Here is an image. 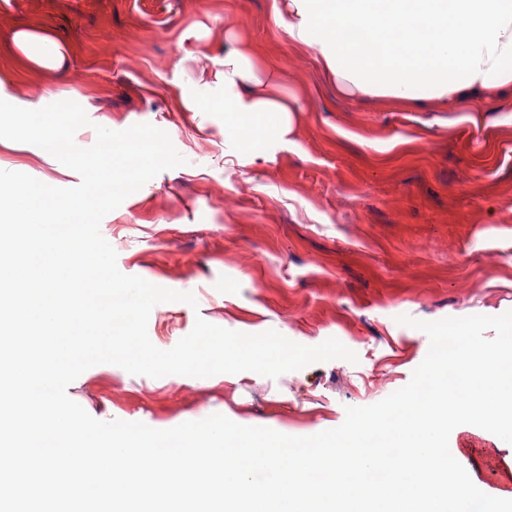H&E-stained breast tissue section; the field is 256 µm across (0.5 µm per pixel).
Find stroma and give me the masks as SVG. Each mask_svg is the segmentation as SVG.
Returning <instances> with one entry per match:
<instances>
[{"label":"stroma","mask_w":512,"mask_h":512,"mask_svg":"<svg viewBox=\"0 0 512 512\" xmlns=\"http://www.w3.org/2000/svg\"><path fill=\"white\" fill-rule=\"evenodd\" d=\"M287 24L286 0H0V99L80 104L91 121L75 136L83 148L94 125L149 123L186 160L100 224L123 274L197 300L152 309L156 347L172 348L200 318L304 346L335 338L358 356L275 379L151 378L101 364L67 388L98 420L165 430L219 413L311 436L409 382L429 338L398 316L512 310V88L466 111L348 97L314 50L289 41ZM19 31L59 44L56 65L28 60ZM235 40L296 96L275 150L237 148L224 126L216 75ZM0 169L54 187L80 182L43 149L7 139ZM472 434L462 451L472 482L512 499V446Z\"/></svg>","instance_id":"1"}]
</instances>
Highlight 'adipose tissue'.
<instances>
[{
    "label": "adipose tissue",
    "instance_id": "ef3b65f1",
    "mask_svg": "<svg viewBox=\"0 0 512 512\" xmlns=\"http://www.w3.org/2000/svg\"><path fill=\"white\" fill-rule=\"evenodd\" d=\"M421 22L433 35L425 56L413 53ZM381 29L397 30L398 41L363 56L360 42ZM287 32L317 48L351 97L466 106L512 86V0H289ZM224 110L238 140L263 134L271 150L291 107L277 76L258 75L254 59L232 45L224 51Z\"/></svg>",
    "mask_w": 512,
    "mask_h": 512
}]
</instances>
